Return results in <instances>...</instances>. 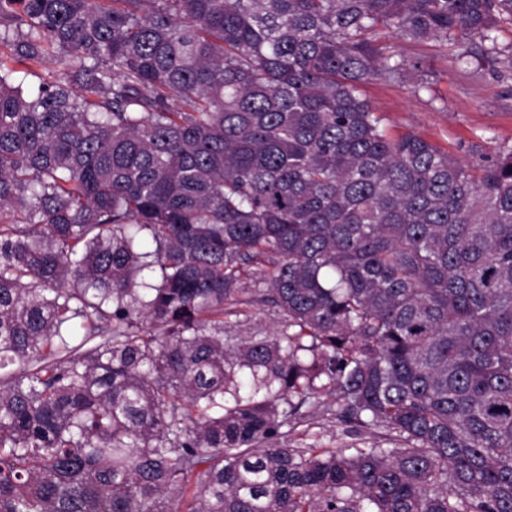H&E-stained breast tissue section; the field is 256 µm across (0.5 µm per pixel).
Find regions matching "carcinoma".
Instances as JSON below:
<instances>
[{"label":"carcinoma","instance_id":"cac0c4a2","mask_svg":"<svg viewBox=\"0 0 512 512\" xmlns=\"http://www.w3.org/2000/svg\"><path fill=\"white\" fill-rule=\"evenodd\" d=\"M512 0H0V512H512V147L361 98ZM256 305L266 336H240ZM236 320H231V317ZM319 407L395 448H292Z\"/></svg>","mask_w":512,"mask_h":512}]
</instances>
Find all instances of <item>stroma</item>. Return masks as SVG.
I'll list each match as a JSON object with an SVG mask.
<instances>
[{
	"mask_svg": "<svg viewBox=\"0 0 512 512\" xmlns=\"http://www.w3.org/2000/svg\"><path fill=\"white\" fill-rule=\"evenodd\" d=\"M496 42L469 44L437 40L414 42L382 31L379 43L395 58L420 63L404 77L365 83L360 89L383 119L389 136L416 134L466 163L485 164L499 149L512 146V19L503 18ZM472 49L484 56L481 67L453 66L449 55ZM320 448L365 446L376 441L390 447L388 436L363 430L348 434L334 415L317 412L294 421Z\"/></svg>",
	"mask_w": 512,
	"mask_h": 512,
	"instance_id": "obj_1",
	"label": "stroma"
}]
</instances>
